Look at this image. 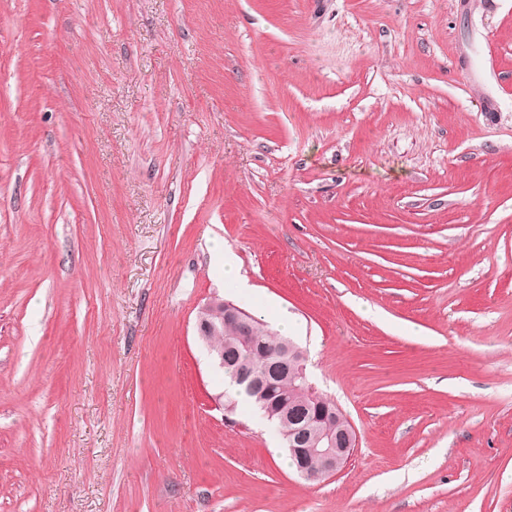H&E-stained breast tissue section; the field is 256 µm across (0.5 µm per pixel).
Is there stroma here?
I'll return each mask as SVG.
<instances>
[{"label": "stroma", "instance_id": "35a3bbf8", "mask_svg": "<svg viewBox=\"0 0 512 512\" xmlns=\"http://www.w3.org/2000/svg\"><path fill=\"white\" fill-rule=\"evenodd\" d=\"M509 72L512 0H0V512H512ZM216 294L338 475L218 407ZM297 378L301 379L306 386V393L308 397L313 400H321L323 397L309 384L306 377L305 367L298 365L296 370ZM271 385L267 395L265 396V404L274 409L286 413H297L303 415L308 413L313 415L315 405L309 400L307 395L302 392L298 386L296 377L293 371H288V374H282L277 377H271ZM263 406L266 416L272 420L276 416V412ZM327 405L333 412L332 417L320 425L318 431L321 433L313 435L311 444L315 448H311V452L318 457L322 470L328 475L319 469L318 461L311 456L308 460L307 471L316 473V477L314 479V475L309 473L310 479L314 480H304L312 483H319L329 477V475H337L345 467L357 445V434L354 427L350 424L349 431L346 434L347 443L344 448H337L334 436L343 433L349 427V421L335 404L328 402ZM325 430H329L332 434Z\"/></svg>", "mask_w": 512, "mask_h": 512}]
</instances>
